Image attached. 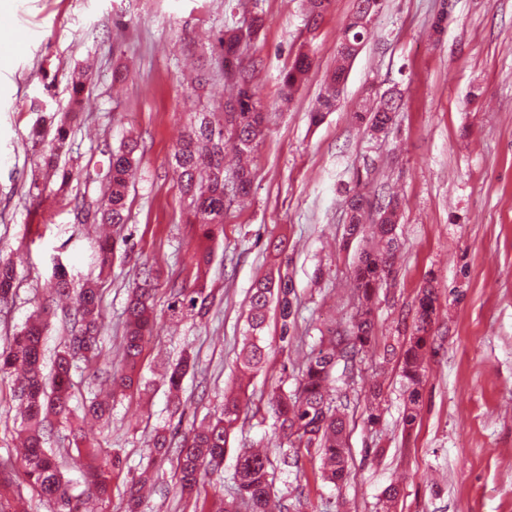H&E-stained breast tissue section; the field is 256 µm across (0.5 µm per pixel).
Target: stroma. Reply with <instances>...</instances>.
Segmentation results:
<instances>
[{
  "label": "stroma",
  "mask_w": 512,
  "mask_h": 512,
  "mask_svg": "<svg viewBox=\"0 0 512 512\" xmlns=\"http://www.w3.org/2000/svg\"><path fill=\"white\" fill-rule=\"evenodd\" d=\"M439 3L380 0L335 111L315 124L310 115L355 0H330L314 21L306 0H0V25L31 33L15 53L0 55V258H12L18 273L12 302L0 306V347L38 312L45 354L53 356L69 337L66 308L50 290L54 265L63 264L74 285L97 280L103 354L74 374L80 401L120 366L123 309L139 268L153 266L164 281L194 282L197 235L185 222L172 149L197 110L224 102L223 78L200 90L191 84L217 58L219 32L246 28L256 12L264 18L243 63L268 130L254 154L249 199L227 211L224 237L213 246L209 314L168 320V296L158 292L161 317L140 367L147 391L117 397L109 427L53 425L51 447L70 449L77 428L124 459L109 507L91 500L88 512H124L127 484L147 468L156 485L146 512H194L193 502L171 492L175 461L148 466L153 431L165 425L187 434L221 407L238 382L249 291L283 263L298 298L294 340L281 341L278 313L270 311L266 364L249 384L224 468L201 484L200 499L232 494L238 448L259 445L274 462L271 494L289 512H381L392 484L399 487L395 512H512V0H455L435 40L428 27ZM301 52L314 66L282 102L281 75ZM84 65L85 110L71 122L61 156L77 175L63 187L36 165L30 134L44 115L32 101L55 82L50 110L65 113L71 73ZM370 88L401 100L391 132L379 138L353 120ZM131 137L142 140L144 154L130 188V250L103 269L99 228L79 222L75 201L101 197L106 153ZM34 182L41 190L35 200L28 196ZM355 187L374 199L399 194L402 246L394 280L377 293L376 340L358 355L359 373L347 389L349 476L334 485L315 479L317 455L282 464L269 400L275 389L294 390L322 332L345 326L354 311L352 270L366 243L344 241L343 232L345 195ZM429 276L439 307L420 414L407 432L398 366L380 357L384 345L411 336ZM186 349L196 367L176 404L162 375ZM376 383L381 419L371 426L365 406ZM18 405L12 377H0V457L19 456Z\"/></svg>",
  "instance_id": "obj_1"
}]
</instances>
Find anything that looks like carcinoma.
<instances>
[{
  "label": "carcinoma",
  "mask_w": 512,
  "mask_h": 512,
  "mask_svg": "<svg viewBox=\"0 0 512 512\" xmlns=\"http://www.w3.org/2000/svg\"><path fill=\"white\" fill-rule=\"evenodd\" d=\"M377 0H357L356 11L345 25L339 44L335 69L327 75L325 92L311 120L319 123L324 114L336 108V85L346 81L355 48L363 45L369 28L359 24L356 17L374 14ZM454 8V0H443V8L430 24L432 34L443 33V24ZM243 35L237 28H226L219 38V68L224 82L236 88V95L224 101V119L215 113L201 110L195 113L188 130L177 140L172 154L178 175L179 192L187 203V223L197 226L200 239L206 245L193 254L196 266L195 285L191 288L176 280L167 281L170 296V319L207 314L215 299L214 291L206 288V276L212 263L210 243L224 234V214L234 204L250 195L254 172L249 158L257 150L264 130L265 112L255 99L248 72L239 68L230 71L225 67L229 58L238 59V49ZM313 60L300 53L281 78L280 96L290 101L307 79ZM398 105L383 99L375 105L360 108L355 119L366 126L371 135L388 134L392 129L394 112ZM68 139L67 122L57 125L54 142L42 155V166L53 172L65 186L73 179L72 169L61 168L58 151ZM140 144L130 138L112 151L106 174V190L100 203L84 201L75 208L93 213L97 224H109L120 231L128 222V192L130 178L137 168ZM348 208L346 238L368 237L374 246L360 253L354 269L356 284V311L347 330L333 329L313 349L300 367L296 389L291 393L278 391L272 398V408L279 423V430L289 447L314 451L321 460L319 477L327 482L343 480L346 473L347 442L346 415L341 402L344 387L353 375L356 357L375 340L376 322L373 299L378 288L388 283L394 272L395 259L401 242L396 233L400 219V200L394 195L376 203V209L365 207V195L359 191L345 197ZM128 246L125 236H108L98 242L102 266L111 264L114 255ZM16 277L11 262H0V303L8 301ZM51 288L56 296L72 301L71 336L53 361L51 377L43 374V336L46 325L41 315L32 316L15 333L6 346L0 349V375L11 370L23 372L18 380L17 397L25 404L23 421L24 455L19 462H0V512H11L10 503L4 501V491L20 477L41 497L56 506L54 512H81L73 503V496L64 480L65 463L53 449L46 447L51 430L50 418L68 419L73 398L72 370L76 348L83 349L81 357L92 361L98 357V333L104 323L99 289L94 282H87L75 289L67 273L58 264L54 270ZM159 284L150 271L136 277L125 308L124 336L122 337V368L111 376L112 392L133 395L141 392L138 366L141 362L145 338L151 335L156 324L155 295ZM295 289L286 276H266L258 279L249 295L248 327L239 352V371L242 377L257 373L263 366L266 347L263 331L271 305L279 309L282 320V338H287L294 322L293 300ZM438 297L427 281L421 291L415 317V332L403 346L401 376L408 393L404 425L411 428L417 419L420 386L426 372L425 354L429 341V326L437 309ZM190 355L185 354L174 366L167 369L165 378L169 391L177 393L191 366ZM246 386L224 395V406L208 422L175 442V435L168 429H157L152 438V452L159 460L176 456L177 482L175 490L189 497L198 493L201 480L224 463V454L230 433L237 427L243 410ZM112 414V399L94 397L85 410L90 417L103 424ZM71 465L85 478L90 497L103 504L112 490V474L121 469L119 455L104 458L94 446L75 448L70 456ZM269 455L252 448H240L236 455L234 480L236 496L221 500L212 510L207 503L195 504L197 512H273L270 496ZM142 487L131 481L126 489V512H140Z\"/></svg>",
  "instance_id": "1"
}]
</instances>
